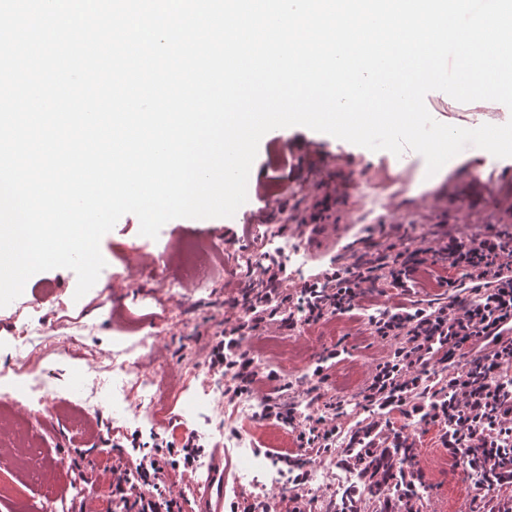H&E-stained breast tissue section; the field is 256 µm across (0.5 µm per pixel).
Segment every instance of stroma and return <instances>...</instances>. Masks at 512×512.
I'll list each match as a JSON object with an SVG mask.
<instances>
[{
    "mask_svg": "<svg viewBox=\"0 0 512 512\" xmlns=\"http://www.w3.org/2000/svg\"><path fill=\"white\" fill-rule=\"evenodd\" d=\"M425 104L439 122L468 127L485 123L500 125L512 119V110L485 101L484 111L461 103L440 91L427 94ZM290 146L306 151V169L298 189L280 201L298 219L310 217L325 187L341 198V207L327 211L323 242L308 249L307 233L296 224L269 222L265 204L248 196L230 218L174 219L157 238L140 235L135 215H123L100 242L106 273L82 297L75 298L77 277L58 268L37 273L22 295L0 308V372L19 366L20 334L30 328V340L42 347L35 374L49 390L52 406L39 428L24 436L32 453L21 461L11 442L0 445V512H45L47 501H56L58 512H104L110 502V480L103 471L115 456L103 439L124 449L151 448L163 441L178 449L188 438H204V455H212L216 441L207 437L203 419L185 410L195 397L190 372L207 375L208 345L224 327L231 306L261 284L250 268L275 256L289 263L280 251L287 242L304 248L309 259L301 274H291L287 288H300L307 276L325 266L347 267L358 259L376 260L389 246L419 245L422 240L473 238L495 231L512 233V221L500 216L491 201L512 203V158L459 155L435 176H427L426 163L418 153L402 155L372 151L304 126L270 131L261 140L255 166L266 161L270 146ZM370 179L378 195L374 209L361 207L358 197L363 179ZM218 247L223 263L207 270L208 290L187 287L180 293L161 288L163 276L179 273V246L187 241ZM165 254L157 265L153 255ZM395 289L377 286L358 301L356 309L329 316L312 326L274 327L249 337L246 345L260 367L278 372L290 389L286 399L303 412L307 397L295 379L322 368L324 391L340 397L343 414L337 424L342 444L365 426L370 415L362 407V394L373 366L388 357L393 343L369 335L366 318L396 304ZM132 365L135 374L154 375L165 367L162 383L169 393L167 427L156 430L127 422L112 410V367ZM354 379L355 387L341 394L340 384ZM84 390L93 396L95 411L86 423H78V406L72 393ZM394 430L402 433L416 450L417 486L422 499L419 512H476L478 488L458 471L449 457L440 426H414L406 414L391 416ZM94 471L99 479L92 498L78 492L80 471Z\"/></svg>",
    "mask_w": 512,
    "mask_h": 512,
    "instance_id": "obj_1",
    "label": "stroma"
}]
</instances>
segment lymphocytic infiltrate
Listing matches in <instances>:
<instances>
[{"label": "lymphocytic infiltrate", "mask_w": 512, "mask_h": 512, "mask_svg": "<svg viewBox=\"0 0 512 512\" xmlns=\"http://www.w3.org/2000/svg\"><path fill=\"white\" fill-rule=\"evenodd\" d=\"M445 262L472 281L466 297L452 296L412 308L399 305L369 318L371 335L393 339L391 354L371 370L362 400L379 418L400 409L420 423L444 430L450 457L478 449L500 469L479 512H512L502 489L512 486V236L491 233L472 240L442 239L428 246L397 251L391 262H365L342 269L328 265L304 281L297 294L283 287L285 266L276 259L253 270L264 292L247 298L241 312L225 317V328L212 341L207 365L224 375V398L234 401L254 391L258 376L276 384L275 371L260 373L243 343L274 324L294 319L318 322L355 308L365 289L379 280L408 294L414 273L428 262ZM266 419L295 427L303 448H335L341 405L332 401L295 421L274 393L264 398ZM171 448L155 443L149 465L131 473L128 458L111 465V512H182L167 486Z\"/></svg>", "instance_id": "f902f5d3"}]
</instances>
